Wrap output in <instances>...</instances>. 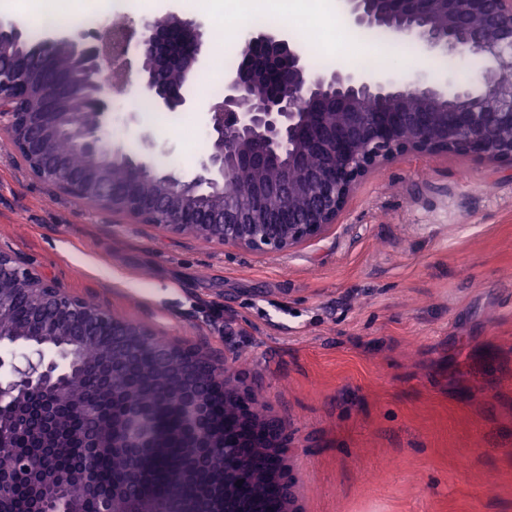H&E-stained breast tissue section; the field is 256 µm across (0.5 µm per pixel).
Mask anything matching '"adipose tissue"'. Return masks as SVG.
I'll list each match as a JSON object with an SVG mask.
<instances>
[{
    "label": "adipose tissue",
    "instance_id": "1",
    "mask_svg": "<svg viewBox=\"0 0 512 512\" xmlns=\"http://www.w3.org/2000/svg\"><path fill=\"white\" fill-rule=\"evenodd\" d=\"M317 6L333 25L332 35H325L311 22V16L303 10H286L272 12L271 0H251V13L273 19L277 28L297 38L308 51H316L321 44L327 43L340 62H347L351 57L367 53L375 62L385 61L386 49L381 45L365 46L355 29L344 18L341 0H315Z\"/></svg>",
    "mask_w": 512,
    "mask_h": 512
}]
</instances>
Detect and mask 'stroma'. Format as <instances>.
I'll return each mask as SVG.
<instances>
[{"label":"stroma","instance_id":"stroma-1","mask_svg":"<svg viewBox=\"0 0 512 512\" xmlns=\"http://www.w3.org/2000/svg\"><path fill=\"white\" fill-rule=\"evenodd\" d=\"M248 0H100L127 21L213 30ZM396 45L383 72L468 85L491 67ZM106 139L193 177L206 115L146 124L142 100ZM192 126L194 141L175 137ZM0 118V251L69 295L206 348L246 372L299 443V512H512V165L406 155L368 176L330 232L252 254L75 203L34 179Z\"/></svg>","mask_w":512,"mask_h":512}]
</instances>
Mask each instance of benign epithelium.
Masks as SVG:
<instances>
[{
	"instance_id": "7a95c632",
	"label": "benign epithelium",
	"mask_w": 512,
	"mask_h": 512,
	"mask_svg": "<svg viewBox=\"0 0 512 512\" xmlns=\"http://www.w3.org/2000/svg\"><path fill=\"white\" fill-rule=\"evenodd\" d=\"M352 25L406 34L428 50L454 58L475 49L500 71H512V0H346ZM24 39L16 23L0 19V115L8 117L9 139L29 173L59 193L150 224L175 236H194L250 253H288L324 236L336 224L360 182L395 158L415 153L456 155L490 163H512V82L487 86L475 95L427 78L401 82L390 75L366 76L343 69L313 74L303 51L283 36L257 31L244 38L241 66L224 74V96L205 107L209 151L200 172L186 179L160 169L157 143L143 130V150L130 154L108 148L103 137L112 103L102 97L108 85L118 95L153 100L160 112H198L187 88L207 48L206 31L192 20L170 16L124 28L88 43L81 37L49 35L30 48L27 58L11 54ZM68 53L77 81L54 76L50 59ZM85 94L87 111L65 106ZM69 128L89 168L78 170L54 150ZM254 179L251 195L233 193L236 180ZM31 302L24 320L9 321L17 304ZM112 331V351L140 357L153 332L132 319H115L100 307L89 309L21 257L0 252V345H15L11 358L0 356V410L9 411L13 428H27L33 415L42 425L34 433L45 449L41 465L23 455L0 469V500L10 497L28 475L39 483H65L73 496L59 512L95 489L97 477L85 464L59 471L54 459L70 444L53 421L60 407L76 413L67 383L81 371L78 351ZM182 362L172 375L168 365ZM112 369L100 367L95 389L119 395ZM144 374L181 394L180 413L194 446L224 454V486L267 496L270 512H298L295 482L287 467L294 448L288 423L258 405L245 378L227 360H215L199 347L166 342L153 348ZM33 387L47 392L34 408L23 399ZM224 406V418L241 432L217 442L207 425L210 408ZM84 458L101 450L97 436L81 437ZM170 443L158 429L155 411L124 404L112 421V449L129 461L112 484L114 499L126 512H193L143 493L142 464ZM266 477L262 485L254 476Z\"/></svg>"
}]
</instances>
